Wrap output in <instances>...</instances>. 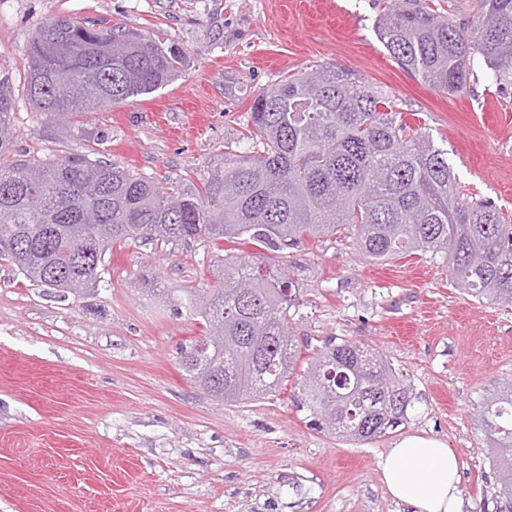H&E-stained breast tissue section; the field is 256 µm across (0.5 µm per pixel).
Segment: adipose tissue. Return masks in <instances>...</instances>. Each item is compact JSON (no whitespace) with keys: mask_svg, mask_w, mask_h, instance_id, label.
<instances>
[{"mask_svg":"<svg viewBox=\"0 0 512 512\" xmlns=\"http://www.w3.org/2000/svg\"><path fill=\"white\" fill-rule=\"evenodd\" d=\"M378 465L387 491L408 512H462L459 460L441 440L409 435Z\"/></svg>","mask_w":512,"mask_h":512,"instance_id":"1","label":"adipose tissue"}]
</instances>
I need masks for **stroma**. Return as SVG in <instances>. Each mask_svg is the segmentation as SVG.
I'll use <instances>...</instances> for the list:
<instances>
[{
	"label": "stroma",
	"instance_id": "obj_1",
	"mask_svg": "<svg viewBox=\"0 0 512 512\" xmlns=\"http://www.w3.org/2000/svg\"><path fill=\"white\" fill-rule=\"evenodd\" d=\"M396 0H0V71L22 86L48 19L119 23L185 64L169 85L82 118L44 120L19 100L17 151L82 153L158 183L199 185L249 122L255 95L313 65L356 71L448 151L463 193L512 212V85L482 59L448 96L401 70L375 23ZM299 290L301 349L367 342L411 383L408 422L369 443L311 428L290 390L232 405L186 380L177 351L204 324L183 291L214 287L221 254L199 242L113 246L99 288L59 295L0 259V512H405L378 462L421 434L460 461L464 512H493L477 415L512 379V307L457 290L428 256L366 257L349 241L274 253Z\"/></svg>",
	"mask_w": 512,
	"mask_h": 512
}]
</instances>
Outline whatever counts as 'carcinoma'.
<instances>
[{
  "mask_svg": "<svg viewBox=\"0 0 512 512\" xmlns=\"http://www.w3.org/2000/svg\"><path fill=\"white\" fill-rule=\"evenodd\" d=\"M467 30L418 0L377 20L397 65L431 89L463 92L479 56L495 82L512 83V0H481ZM26 99L54 119L84 116L168 83L183 58L121 25L57 17L27 48ZM17 99L0 74V259L37 286L96 288L115 243L248 241L269 252L312 238H349L369 258L428 253L448 263L454 286L478 302L512 306V224L461 192L448 151L401 119L393 97L334 64L292 73L250 106V146L224 143V166L203 190L152 178L87 154L13 153ZM219 287L202 303L203 340L177 352L189 380L232 404L282 389L299 358L292 334L299 306L284 269L263 254H228ZM291 399L319 431L365 442L408 420L412 390L376 349L349 339L318 350ZM496 475L495 512H512V383L483 403Z\"/></svg>",
  "mask_w": 512,
  "mask_h": 512,
  "instance_id": "1",
  "label": "carcinoma"
}]
</instances>
